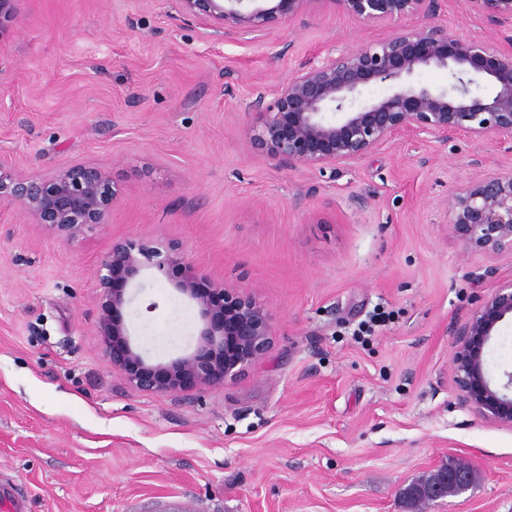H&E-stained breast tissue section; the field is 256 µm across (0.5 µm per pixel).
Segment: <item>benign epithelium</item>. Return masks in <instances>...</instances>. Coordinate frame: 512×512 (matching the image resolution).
<instances>
[{"instance_id":"7a95c632","label":"benign epithelium","mask_w":512,"mask_h":512,"mask_svg":"<svg viewBox=\"0 0 512 512\" xmlns=\"http://www.w3.org/2000/svg\"><path fill=\"white\" fill-rule=\"evenodd\" d=\"M176 0L182 13L207 21L224 35H258L294 16L326 4L357 21L374 25L406 19L390 36L357 49L330 54L302 67L274 92L272 104L252 126L258 152L289 165L324 169L358 161L403 132L448 140L457 135L495 139L512 134V0H463L481 17L492 39L452 33L435 19L448 0ZM500 39L509 49L497 48ZM435 67L448 73L445 86L415 80ZM374 85L386 94L366 98ZM0 164V201L19 204L33 218L69 242L107 223L117 189L100 169L83 164L50 175L5 173ZM450 230L470 254L493 258L512 252V173L479 171L446 200ZM145 267L170 276L179 270L177 289L195 302L202 327L197 347L165 365L148 363L127 337L125 287ZM102 302L96 329L105 356L134 388L161 394L222 386L242 375L270 348L272 315L253 293L212 281L174 246L163 249L135 239L112 246L98 277ZM512 319V280L485 296L456 330L452 356L462 402L486 422L512 427V373L497 384L488 374L485 347L501 323ZM465 490L468 475L443 474L428 498Z\"/></svg>"}]
</instances>
